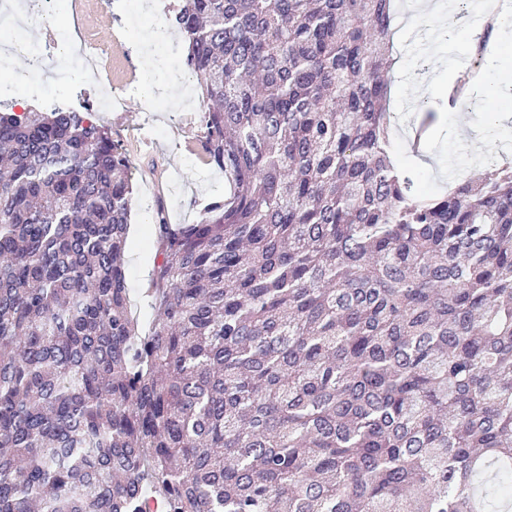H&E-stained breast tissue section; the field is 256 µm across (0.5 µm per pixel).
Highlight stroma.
<instances>
[{
	"label": "stroma",
	"mask_w": 512,
	"mask_h": 512,
	"mask_svg": "<svg viewBox=\"0 0 512 512\" xmlns=\"http://www.w3.org/2000/svg\"><path fill=\"white\" fill-rule=\"evenodd\" d=\"M145 0H119L112 11V26L98 28L94 17H86L84 27L97 44L112 41L113 31H122L130 63L138 72L139 83L156 86L153 95L131 94L116 112H92L95 88L78 72H71L64 83L45 84L31 92L16 65L0 68V83L10 84L37 112L54 110L91 113L126 153L133 176L134 196L125 252L126 281L132 311L141 324H149L153 312L142 294L149 287L158 250L154 216L164 208L169 223L190 224L208 202L227 196L229 187L223 171L202 159L199 102L180 105L181 86L173 78L174 68L183 60L172 57L171 46L180 44L175 29H168L167 40L155 39L156 13L147 11ZM492 0H468L454 4L461 19L454 32L440 25L413 23L408 0H394L392 32L401 35L402 68L393 74L388 86L387 107L391 114V152L407 170L414 194L433 195L446 189L451 179L470 174L468 141L483 139L482 160L507 158L512 163V103L501 99L494 107L506 118L508 134L489 136L490 116L472 112L462 116L447 111L443 98L418 90L413 73L448 74L459 71L461 61L473 58L468 44L469 31L476 18L488 11ZM430 120L432 137L425 146L428 165L415 162L407 139L411 127Z\"/></svg>",
	"instance_id": "obj_1"
}]
</instances>
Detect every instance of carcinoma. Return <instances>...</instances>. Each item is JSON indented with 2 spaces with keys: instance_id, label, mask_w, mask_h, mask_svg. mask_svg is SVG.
<instances>
[{
  "instance_id": "1",
  "label": "carcinoma",
  "mask_w": 512,
  "mask_h": 512,
  "mask_svg": "<svg viewBox=\"0 0 512 512\" xmlns=\"http://www.w3.org/2000/svg\"><path fill=\"white\" fill-rule=\"evenodd\" d=\"M392 0H179L207 162L157 210L147 330L129 161L0 112V512H512V166L410 194Z\"/></svg>"
}]
</instances>
